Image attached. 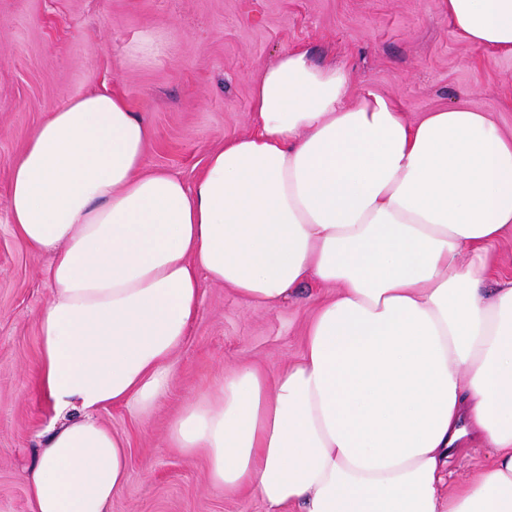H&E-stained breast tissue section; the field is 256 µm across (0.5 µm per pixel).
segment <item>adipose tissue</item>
Instances as JSON below:
<instances>
[{
  "label": "adipose tissue",
  "mask_w": 512,
  "mask_h": 512,
  "mask_svg": "<svg viewBox=\"0 0 512 512\" xmlns=\"http://www.w3.org/2000/svg\"><path fill=\"white\" fill-rule=\"evenodd\" d=\"M444 3L460 38L512 55V0ZM251 101L254 132L190 185L145 169L151 129L109 92L51 112L12 161L11 222L52 256L35 379L60 423L24 474L32 512H110L128 443L96 415L166 394L205 279L267 307L340 289L296 360L240 367L171 420L210 485L267 512H512V280L484 288L512 136L461 104L408 121L301 48ZM471 448L490 462L449 487Z\"/></svg>",
  "instance_id": "1"
}]
</instances>
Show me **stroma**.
<instances>
[{"mask_svg":"<svg viewBox=\"0 0 512 512\" xmlns=\"http://www.w3.org/2000/svg\"><path fill=\"white\" fill-rule=\"evenodd\" d=\"M291 47L343 68L352 91L396 100L408 120L463 103L512 133V56L461 40L443 0H0V512H32L23 474L58 422L33 382L51 257L14 232L11 161L69 99L115 92L153 132L148 167L193 183L211 150L253 131L252 84ZM334 294L306 282L269 308L204 283L166 397L146 415L121 406L98 414L129 444L112 512H266L256 493L211 487L204 460L170 445L168 425L218 376L295 359L316 305Z\"/></svg>","mask_w":512,"mask_h":512,"instance_id":"35a3bbf8","label":"stroma"}]
</instances>
